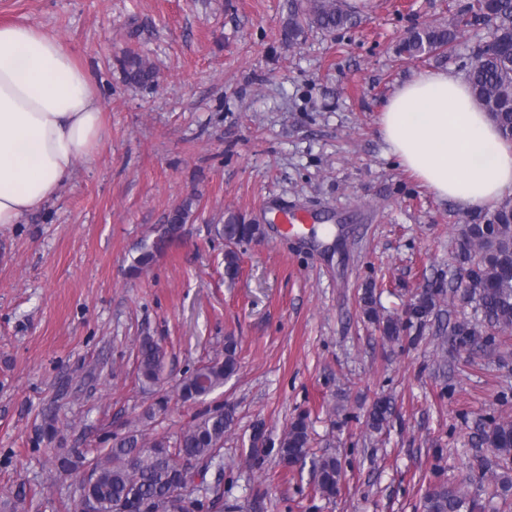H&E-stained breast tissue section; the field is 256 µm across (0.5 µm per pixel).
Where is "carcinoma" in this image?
I'll return each mask as SVG.
<instances>
[{
	"label": "carcinoma",
	"mask_w": 512,
	"mask_h": 512,
	"mask_svg": "<svg viewBox=\"0 0 512 512\" xmlns=\"http://www.w3.org/2000/svg\"><path fill=\"white\" fill-rule=\"evenodd\" d=\"M493 22V29L476 49V63L468 73L475 96L496 123L502 138L512 142V0H472L467 10L446 26L415 27L400 43L397 54L420 59L435 53L455 51L459 30L482 20ZM355 25V16L341 0H292L282 29V42L292 45L306 30L317 28L333 32ZM127 80L148 86L156 77L152 64L133 52L121 61ZM191 210V201L176 206L167 224L152 242L140 248L132 270L140 273L163 253L180 235ZM259 231L235 215L215 228L216 235L228 244L251 240ZM458 260L465 265L463 296L473 304V318L455 321L448 327V343L457 352H494L512 336V198L501 200L482 223L466 224L460 238ZM375 286L367 284L360 302L368 319L377 323L382 338L399 342L408 327L424 326L434 315L443 288L429 285L417 294L404 311L405 319L378 316ZM165 352L151 336L140 337L136 352V380L144 393H156L162 381ZM237 343L232 337L224 342V355L202 362L190 371L178 386L179 397L202 401L224 387L237 371ZM167 398L159 397L155 406L141 417L123 425L112 434V444L88 458L73 460L54 456L64 471L82 467L89 476L67 487L79 501L94 503L96 512H224V490L220 485L198 486L186 477L187 467L216 468L224 475V437L234 424V409L207 408L194 415L174 436L151 435L148 422L165 410ZM394 401L376 399L365 416V426L380 432L393 414ZM62 434L54 414L44 415L37 443L50 445ZM476 444L492 450L500 461L501 472L491 482H479L474 489L466 484L439 482L430 487L421 500L422 512H484L485 501H497L500 508L512 512V421L481 424L475 433ZM278 465L293 470L312 458L315 492L334 497L342 479L339 461L334 456H312L307 417L298 416L278 442L270 441L265 431H253L248 462L261 470L269 456Z\"/></svg>",
	"instance_id": "obj_1"
}]
</instances>
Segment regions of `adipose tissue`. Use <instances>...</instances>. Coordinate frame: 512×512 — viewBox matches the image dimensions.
I'll use <instances>...</instances> for the list:
<instances>
[{
	"instance_id": "obj_1",
	"label": "adipose tissue",
	"mask_w": 512,
	"mask_h": 512,
	"mask_svg": "<svg viewBox=\"0 0 512 512\" xmlns=\"http://www.w3.org/2000/svg\"><path fill=\"white\" fill-rule=\"evenodd\" d=\"M104 105L73 49L40 26H0V224L53 199L104 134ZM391 155L434 193L471 208L512 194V144L467 80L429 70L400 85L381 116Z\"/></svg>"
}]
</instances>
